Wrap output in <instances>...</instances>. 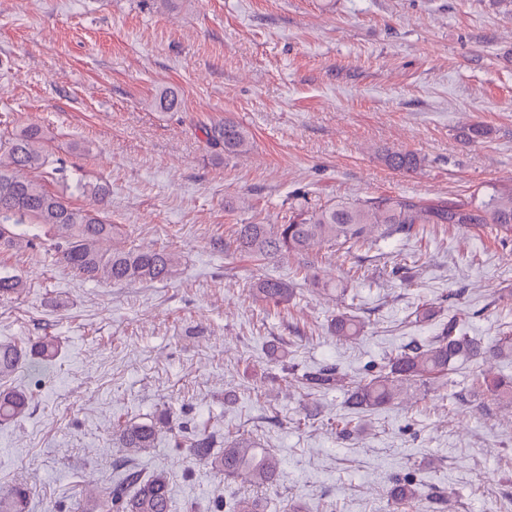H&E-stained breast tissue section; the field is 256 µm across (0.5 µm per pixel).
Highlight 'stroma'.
Here are the masks:
<instances>
[{"label": "stroma", "instance_id": "1", "mask_svg": "<svg viewBox=\"0 0 512 512\" xmlns=\"http://www.w3.org/2000/svg\"><path fill=\"white\" fill-rule=\"evenodd\" d=\"M163 90L175 111L154 103ZM252 136L228 155L206 132ZM485 126L487 137L464 131ZM40 126L67 173L110 188L121 238L181 255L172 280L83 281L50 245L0 254L21 294L0 297V343L53 337L22 366V418L0 425V486L25 512H87L122 467L165 473L172 512L258 496L264 512H512V406L475 385L512 358L466 361L352 414L346 387L437 336L451 317L495 347L512 333V239L445 224L374 246L255 258L241 224L280 223L303 196L471 201L512 185V0H0V140ZM422 158L410 174L385 151ZM290 283L267 305L250 288ZM430 303L436 315L419 322ZM362 322L339 337L333 315ZM335 366L340 386L301 379ZM349 419V435L336 422ZM156 423L153 452L120 427ZM275 451L270 487L225 479L189 452L198 431ZM410 479L412 508L390 490ZM293 294V288L288 283L277 279H263L253 288V296L261 302L281 304L288 302ZM28 488L23 483L10 486L6 491L0 490L1 512H22L21 508L27 497Z\"/></svg>", "mask_w": 512, "mask_h": 512}]
</instances>
